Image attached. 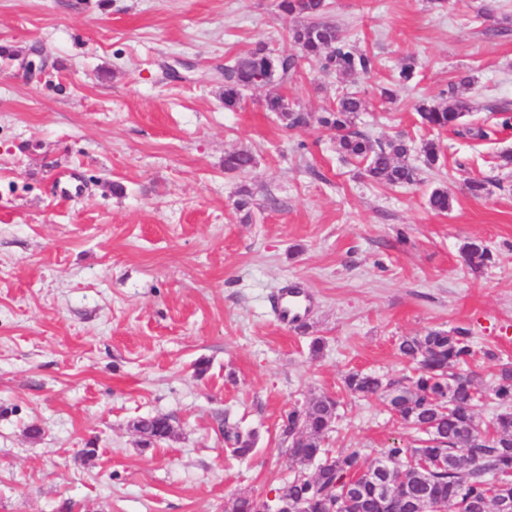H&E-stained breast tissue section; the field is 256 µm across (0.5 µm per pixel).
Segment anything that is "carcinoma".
Instances as JSON below:
<instances>
[{
  "label": "carcinoma",
  "mask_w": 512,
  "mask_h": 512,
  "mask_svg": "<svg viewBox=\"0 0 512 512\" xmlns=\"http://www.w3.org/2000/svg\"><path fill=\"white\" fill-rule=\"evenodd\" d=\"M324 0H280L285 16L302 17L304 23L289 30V41L297 54L273 55L257 45L234 64L224 66V108L232 110L247 91L268 87L266 108L283 114L290 128L307 124V116L291 110L276 89L295 73L298 60L315 61L324 72L343 77L375 70V57L359 52L344 41L336 26L323 20ZM415 64L402 60L394 87L381 88V96L392 100L397 87L412 80ZM363 101L352 93L340 97L321 118L336 130L339 148L357 161L364 174L380 184H414L420 170L406 162L408 146L401 138L373 141L351 127ZM417 112L421 124L438 130L456 129L472 112L469 100L454 97L446 104L424 102ZM255 166L252 153L240 150L224 156V170L245 173ZM430 207L446 212L452 197L446 188L432 190ZM465 266L478 273L492 259L481 240L471 239L460 248ZM398 350L414 364V373L404 380H384L354 371L345 378L347 389L364 397L380 396L391 412L424 437L417 446L395 445L382 452L387 462L370 457L358 448L334 452L322 447L332 431L337 402L327 395L313 399L309 407H293L281 416L280 429L294 476L281 483L274 493L301 504L304 512H321V503L336 501V512H400L394 501H382L377 484L399 486L418 512L428 493L454 512H495L499 499L512 498V366H503L494 383L485 388L470 368L474 355L470 330L456 327L434 329L423 336L404 337ZM491 398L500 411L482 425L476 407ZM134 428L147 440L172 437L174 429L166 415L142 418ZM224 437L233 442L232 453L247 457L254 451L255 434H242L234 427L224 428ZM316 472L307 473L310 464ZM225 512H269V500L238 495L229 500Z\"/></svg>",
  "instance_id": "obj_1"
}]
</instances>
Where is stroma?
Wrapping results in <instances>:
<instances>
[{
    "label": "stroma",
    "instance_id": "1",
    "mask_svg": "<svg viewBox=\"0 0 512 512\" xmlns=\"http://www.w3.org/2000/svg\"><path fill=\"white\" fill-rule=\"evenodd\" d=\"M485 1L326 0L378 70L300 63L282 92L309 122L289 128L266 90L231 111L223 97L225 61L288 49L297 20L278 0H0V512H224L288 478L280 419L313 397L338 402L332 450L412 444L344 385L411 374L402 338L469 328L487 385L512 363V167L495 159L512 127L469 134L512 113V0L483 22ZM408 55L414 77L386 103ZM346 92L364 102L355 130L405 137L417 183L372 182L339 153L319 118ZM452 94L473 106L468 132L421 126L418 105ZM241 149L254 168L225 171ZM438 187L448 212L428 205ZM471 239L493 253L478 274ZM283 288L311 301L299 322L275 320ZM155 414L176 434L147 444L132 424ZM227 423L255 432L251 455L230 453ZM465 266L472 273H478L492 259L490 249L481 240L471 239L460 248Z\"/></svg>",
    "mask_w": 512,
    "mask_h": 512
}]
</instances>
